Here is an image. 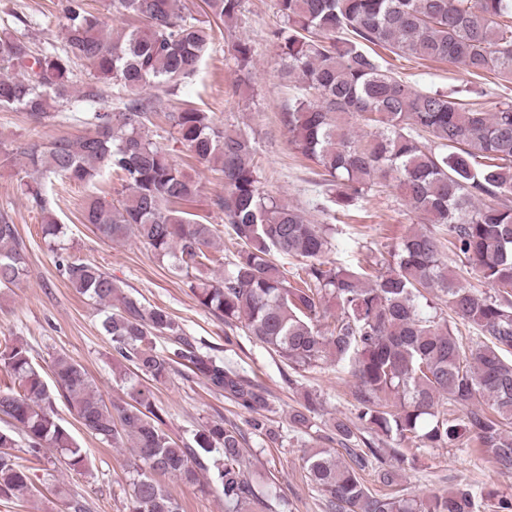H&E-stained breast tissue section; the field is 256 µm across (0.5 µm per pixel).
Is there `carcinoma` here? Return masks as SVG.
Masks as SVG:
<instances>
[{
    "label": "carcinoma",
    "instance_id": "cac0c4a2",
    "mask_svg": "<svg viewBox=\"0 0 512 512\" xmlns=\"http://www.w3.org/2000/svg\"><path fill=\"white\" fill-rule=\"evenodd\" d=\"M243 0H204L205 21L182 12L180 0H110L112 16L88 0H62V47L35 51L23 36L0 34V108L40 124L71 102L74 65L89 68L77 98L103 99L104 87L124 93L118 112H87L88 132L0 148V167L27 170L18 187L42 215V234L56 253L61 275L104 313L100 327L112 349L156 382L183 366L211 390L251 414L253 433L270 435L265 389L224 363L214 348L185 336L160 307L147 306L100 266L64 252L54 205L65 181L87 187L107 171L121 185L109 202L90 193L83 219L105 240L131 236L168 268L191 279L200 305L234 331L270 349L296 373L334 357L355 380L358 419L377 436L418 448H467L490 452L512 474V105L485 112L459 91H421L393 76L376 48L397 56L459 63L472 76L496 69L512 80V0H276L283 25L271 41L283 61L281 76L297 92L282 113L288 144L318 168L312 207L348 215L375 181L393 182L430 224L448 227V243L485 280L477 293L448 272L442 243L430 230L402 240L385 274L325 262L331 250L324 225L266 194L256 160V142L242 130L219 127L210 113L180 98L214 40L211 20L240 18ZM249 85L253 49L232 44ZM179 102L165 113L191 157L224 177V192L212 206L223 214L236 240L231 256H216L219 229L183 204L198 186L183 166L153 140L151 126L161 98ZM358 116L355 132L340 117ZM425 132L435 147L419 140ZM300 262L298 282L277 258ZM224 266V276H209ZM27 273L26 247L11 216L0 213V286ZM436 291L454 315L474 325L482 340L462 342L443 318L429 311L426 293ZM338 313L329 314L331 306ZM168 336L173 348L155 349ZM0 371L12 384L0 387V498L26 502L37 492L12 450L23 439L34 459L45 451L71 470L86 466L87 453L56 419L62 399L86 429L114 448L129 447V512H182L180 501L157 476L203 489L221 487L224 512H274L245 475V432L224 419L177 445L165 430L152 388L132 386L129 402L105 401L86 369L65 353L52 365L49 387L19 339L0 346ZM462 407L449 420L440 401ZM321 402L303 393L290 415L293 429L307 433ZM331 440L349 456L328 450L306 460L310 482L328 512H512V499L469 485L432 496L373 493L361 472L377 463L380 483L391 487L408 457L399 448H379L358 439L356 427L338 420ZM367 451L359 454L356 447Z\"/></svg>",
    "mask_w": 512,
    "mask_h": 512
}]
</instances>
